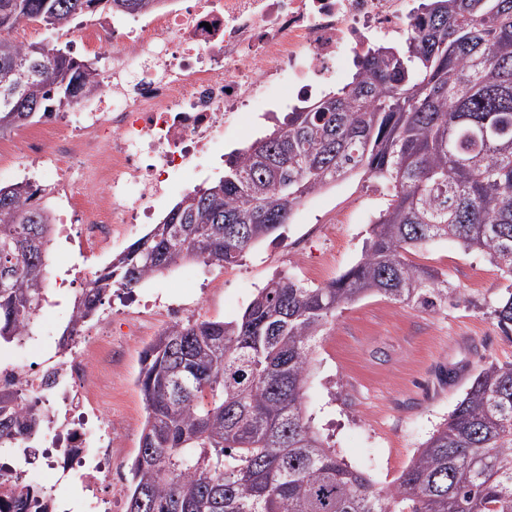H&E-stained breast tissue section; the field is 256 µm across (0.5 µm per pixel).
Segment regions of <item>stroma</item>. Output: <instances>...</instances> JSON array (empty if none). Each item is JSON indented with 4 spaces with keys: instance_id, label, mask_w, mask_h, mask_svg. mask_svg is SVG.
Here are the masks:
<instances>
[{
    "instance_id": "35a3bbf8",
    "label": "stroma",
    "mask_w": 512,
    "mask_h": 512,
    "mask_svg": "<svg viewBox=\"0 0 512 512\" xmlns=\"http://www.w3.org/2000/svg\"><path fill=\"white\" fill-rule=\"evenodd\" d=\"M85 18L63 29L30 23L15 31L22 42L68 43L76 56L84 50L77 31ZM262 111L237 113L224 129V143L191 178L172 177L154 218L162 220L190 187L224 174V153L262 136ZM383 181L360 172L319 191L303 217H291L280 238L252 247L244 259L224 269L187 260L136 289L161 313L180 308L179 321L233 320L274 275L303 279L306 264L322 265L323 282L343 274L362 257L372 222L389 199ZM418 263L445 274L459 297L440 309L403 306L375 294L338 309L313 347L305 412L318 433L346 464L363 471L378 489H390L422 444L463 396L477 366L512 362V337L504 335L493 310L505 284L489 257L466 251L454 240L437 239L418 252ZM90 270L104 260L80 255L63 238L48 253L47 308L23 344L0 347V368L43 359L59 342L79 291L65 285L68 264ZM127 301L112 297L101 310L112 323V355L95 370L103 413L112 417L121 465L135 456L146 411L136 379L143 349L157 326L132 317Z\"/></svg>"
}]
</instances>
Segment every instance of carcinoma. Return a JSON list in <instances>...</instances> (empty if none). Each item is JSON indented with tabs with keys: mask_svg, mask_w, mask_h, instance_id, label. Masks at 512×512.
<instances>
[{
	"mask_svg": "<svg viewBox=\"0 0 512 512\" xmlns=\"http://www.w3.org/2000/svg\"><path fill=\"white\" fill-rule=\"evenodd\" d=\"M163 0H0V137L101 88L56 43L12 32L65 27L97 11L150 14ZM404 44H375L351 81L274 120L224 160V176L187 191L162 221L94 273L61 346L114 288L132 289L189 259L223 269L288 223L311 194L362 169L386 182L362 258L317 287L273 276L232 321L175 322L147 345L136 380L146 409L128 466L125 512H512V363L476 369L454 409L397 484L378 491L306 417L313 343L336 310L370 294L435 309L448 279L412 259L437 238L487 254L512 281V0H427ZM27 182L0 185V342L33 335L46 295L49 210ZM512 332V285L494 309ZM44 417L0 388V448L17 465ZM0 512H54L18 480Z\"/></svg>",
	"mask_w": 512,
	"mask_h": 512,
	"instance_id": "1",
	"label": "carcinoma"
}]
</instances>
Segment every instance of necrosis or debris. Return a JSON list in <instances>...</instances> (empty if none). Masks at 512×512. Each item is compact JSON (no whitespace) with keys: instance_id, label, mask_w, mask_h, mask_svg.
Wrapping results in <instances>:
<instances>
[{"instance_id":"4bbe7bcc","label":"necrosis or debris","mask_w":512,"mask_h":512,"mask_svg":"<svg viewBox=\"0 0 512 512\" xmlns=\"http://www.w3.org/2000/svg\"><path fill=\"white\" fill-rule=\"evenodd\" d=\"M416 22L410 0H181L113 42L105 23L87 25L83 47L112 50L111 86L94 108L75 104V131L36 125L0 138V156L72 161L75 173L56 195L60 232L76 215L78 241L107 249L114 235L150 223L169 178L201 164L236 113L311 92L338 62ZM111 353L104 322L45 366L0 369V386L55 396L69 415L71 428L42 454L62 455L57 473L88 491L86 512H101L99 492L119 470L112 421L96 412L95 367Z\"/></svg>"}]
</instances>
